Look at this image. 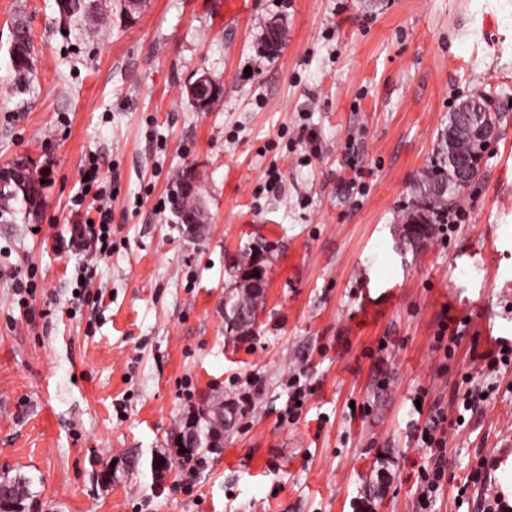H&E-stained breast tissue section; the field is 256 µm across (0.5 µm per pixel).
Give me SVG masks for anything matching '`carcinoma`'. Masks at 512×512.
<instances>
[{
  "label": "carcinoma",
  "mask_w": 512,
  "mask_h": 512,
  "mask_svg": "<svg viewBox=\"0 0 512 512\" xmlns=\"http://www.w3.org/2000/svg\"><path fill=\"white\" fill-rule=\"evenodd\" d=\"M63 23H78L96 13V0H63L57 4ZM32 41L28 26L18 21L13 26L9 47L10 70L13 85L25 83L33 71ZM492 99L478 94L462 101L449 113L448 125L440 130L429 164L414 184L413 200L402 215L403 240L418 249L425 245L435 231L436 225L448 223L450 213L458 205L457 199L479 177L483 137L481 132L498 131L501 112H492L488 105ZM39 183L31 177L26 187L16 186L12 180L0 184V197L5 200L23 199L33 208L37 204ZM258 248L249 245L242 249L235 262L229 266L235 277L224 294L227 310L241 309L249 315H256L261 296H251L245 291L248 279L245 274L257 266H265L259 259ZM236 416L240 411L218 412L212 406L192 410L188 422L192 423L195 440L184 449L183 457L214 452L210 443L224 435V415ZM31 479L20 474L0 475V498L26 502L31 497Z\"/></svg>",
  "instance_id": "1"
}]
</instances>
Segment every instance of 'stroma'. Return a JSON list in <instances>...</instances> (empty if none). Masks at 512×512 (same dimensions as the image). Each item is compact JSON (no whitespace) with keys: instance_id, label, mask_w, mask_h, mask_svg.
<instances>
[{"instance_id":"35a3bbf8","label":"stroma","mask_w":512,"mask_h":512,"mask_svg":"<svg viewBox=\"0 0 512 512\" xmlns=\"http://www.w3.org/2000/svg\"><path fill=\"white\" fill-rule=\"evenodd\" d=\"M224 2L146 0L129 17L98 0L65 28L55 0H0V168L53 166L36 211L0 208V473L30 478L29 512H480L459 483L483 456L512 467V367L484 360L512 339V0ZM19 18L35 57L15 90ZM202 71L224 86L207 112L185 95ZM481 93L504 117L467 218L406 248L399 217L438 130ZM92 157L119 187L102 258L60 244ZM188 168L208 210L198 237L159 206ZM254 241L264 303L240 336L224 322L227 260ZM30 268L22 305L9 275ZM81 288L102 305L79 304ZM446 315L468 322L450 358L435 348ZM297 379L309 392L291 422ZM470 384L492 393L462 413ZM421 391L465 417L425 508ZM246 395L223 448L189 471L176 439L190 411ZM130 448L173 467L98 484Z\"/></svg>"}]
</instances>
